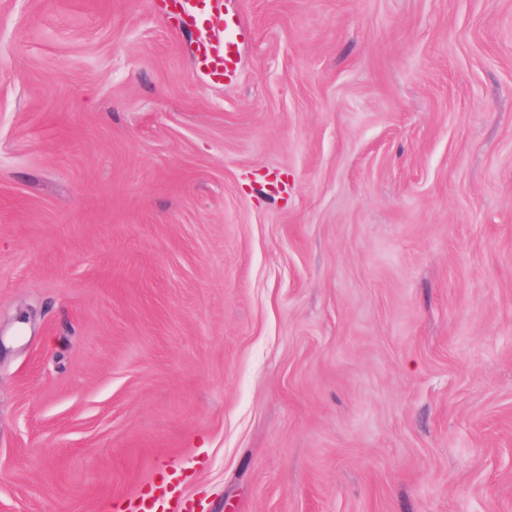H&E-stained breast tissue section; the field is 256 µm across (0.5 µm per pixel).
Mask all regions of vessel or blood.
<instances>
[{"instance_id":"obj_1","label":"vessel or blood","mask_w":512,"mask_h":512,"mask_svg":"<svg viewBox=\"0 0 512 512\" xmlns=\"http://www.w3.org/2000/svg\"><path fill=\"white\" fill-rule=\"evenodd\" d=\"M236 0H177L176 7L189 25H196L200 17L209 24L222 26L221 44H199L196 50L198 64L217 79L233 80L240 61V48L249 30L239 19L234 5ZM193 503L184 500L175 481H168L160 489L128 498L126 512H195Z\"/></svg>"}]
</instances>
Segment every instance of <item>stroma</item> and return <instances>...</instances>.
<instances>
[{"label":"stroma","mask_w":512,"mask_h":512,"mask_svg":"<svg viewBox=\"0 0 512 512\" xmlns=\"http://www.w3.org/2000/svg\"><path fill=\"white\" fill-rule=\"evenodd\" d=\"M240 10L0 0V512H512V0ZM237 0H225L224 11L222 2L201 0L175 1V8L188 20L189 25H197L198 19L208 15L205 19L209 25H219L224 29L223 44H199L196 50L198 64L207 70L208 74L218 80L232 81L238 71L240 61V48L251 35V32L242 24L235 12L234 5ZM127 512H195L196 506L184 500L178 489V484L169 480L158 491L134 495L127 499Z\"/></svg>","instance_id":"obj_1"}]
</instances>
